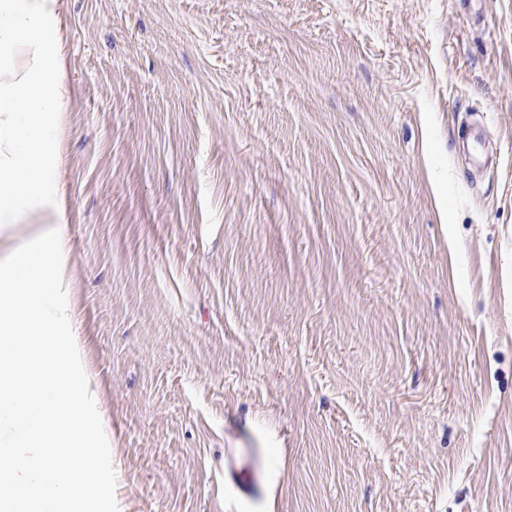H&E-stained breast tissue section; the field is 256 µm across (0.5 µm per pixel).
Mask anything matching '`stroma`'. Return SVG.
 Returning a JSON list of instances; mask_svg holds the SVG:
<instances>
[{"label":"stroma","instance_id":"obj_1","mask_svg":"<svg viewBox=\"0 0 512 512\" xmlns=\"http://www.w3.org/2000/svg\"><path fill=\"white\" fill-rule=\"evenodd\" d=\"M61 5L119 512H512V0Z\"/></svg>","mask_w":512,"mask_h":512}]
</instances>
